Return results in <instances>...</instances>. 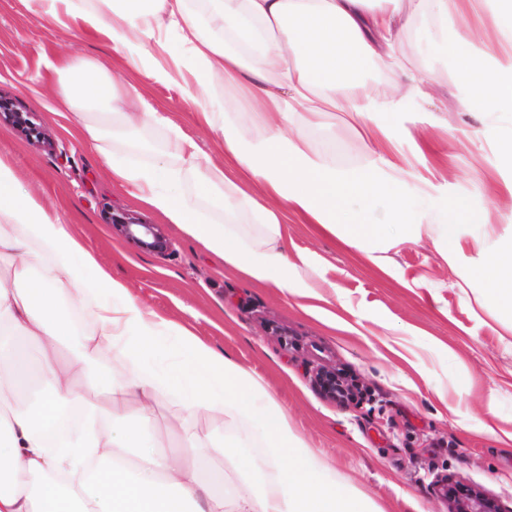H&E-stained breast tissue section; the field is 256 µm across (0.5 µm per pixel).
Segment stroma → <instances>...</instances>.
Instances as JSON below:
<instances>
[{"mask_svg": "<svg viewBox=\"0 0 512 512\" xmlns=\"http://www.w3.org/2000/svg\"><path fill=\"white\" fill-rule=\"evenodd\" d=\"M404 8L399 49L406 69L434 73L438 86L432 99L404 107L411 135L400 140V159L411 176L401 192L414 196L420 176L436 170L435 194L466 199L497 235L510 234L512 193L504 183L511 175L482 135L489 118L463 109V80L439 31L423 22V0H405ZM64 52L95 58L135 87L145 107L196 139L229 178L243 187L248 181L224 163L215 134L197 124L179 88L125 68L106 41L84 30L46 23L25 0H0V100L30 113L42 132L35 139L0 121V158L112 278L261 377L308 446L383 512H448L435 487L442 475L511 507L512 316L462 283L434 246L438 229L390 249L383 272L283 213L288 255L306 258L301 275L324 299L322 312H309L306 298L249 280L113 181L103 155L78 134L76 118L56 96L48 64ZM419 132L421 152L412 141ZM309 138L314 149L335 148L343 166L373 159L372 143L340 109ZM112 145L143 163L170 151L159 126L113 132ZM118 212L158 225L172 253L159 256L121 236L110 223ZM321 366L357 381L362 398L341 404L324 397L313 382Z\"/></svg>", "mask_w": 512, "mask_h": 512, "instance_id": "stroma-1", "label": "stroma"}]
</instances>
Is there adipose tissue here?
I'll list each match as a JSON object with an SVG mask.
<instances>
[{
    "instance_id": "ef3b65f1",
    "label": "adipose tissue",
    "mask_w": 512,
    "mask_h": 512,
    "mask_svg": "<svg viewBox=\"0 0 512 512\" xmlns=\"http://www.w3.org/2000/svg\"><path fill=\"white\" fill-rule=\"evenodd\" d=\"M27 0L47 23L76 26L110 42L125 67L181 89L198 121L218 135L228 161L261 187L254 195L157 110L143 111L137 90H120L96 61L63 56L54 71L61 103L83 136L109 161L113 179L205 249L249 279L284 293H302L299 268L281 246L279 215L293 212L386 267V252L421 242L429 221L439 229L444 261L462 281L479 278L486 294L512 313V239L493 238L470 266L462 222H478L468 203L430 191L411 201L400 192L408 172L386 156L365 167H342L312 149L308 131L339 106L362 119L372 139L398 127L402 102L429 96L425 73L393 82L374 99L357 75L400 68L397 33L404 0ZM428 19L445 37L469 102L512 115V0H489L500 18L503 52L479 42L465 10L469 0H427ZM243 87L226 98L218 87ZM167 127L171 160L133 161L111 148L104 129ZM215 207L249 212L267 231L251 247L233 225L218 222L182 192L184 171ZM385 200L396 233L368 223ZM0 512H374L288 422L275 394L184 326L162 317L112 279L56 213L23 186L0 159ZM91 310L94 333L80 331L77 351L60 354L57 323L62 291ZM175 359L155 361L168 341ZM112 354L126 377L89 395L81 382L91 363ZM175 396L190 418L220 417L229 433L216 439L160 422L159 399ZM181 437L163 452L160 438ZM263 454H256L255 446ZM229 461L240 484L202 458Z\"/></svg>"
}]
</instances>
